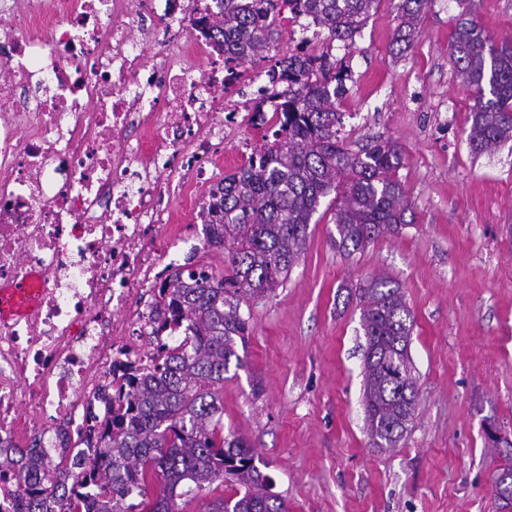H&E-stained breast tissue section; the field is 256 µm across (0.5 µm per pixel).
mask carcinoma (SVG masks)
Returning <instances> with one entry per match:
<instances>
[{"instance_id": "1", "label": "carcinoma", "mask_w": 512, "mask_h": 512, "mask_svg": "<svg viewBox=\"0 0 512 512\" xmlns=\"http://www.w3.org/2000/svg\"><path fill=\"white\" fill-rule=\"evenodd\" d=\"M300 4L330 42H347L377 10L380 0H286ZM433 0H402L394 41L409 43ZM274 0H221L219 14L200 20L203 34L223 48L232 33L245 65L268 58L281 37ZM451 35L449 57L473 95L468 133L476 153L512 141V44H497L467 12ZM267 77L285 81L273 141L257 147L247 165L212 187V216L205 231L213 247L228 249L225 274L182 270L174 274L167 309L183 327L176 346L156 347L153 369L131 379L128 404L107 412L86 439L92 469L74 481L83 453L54 459L34 443L0 454V469L24 468L17 495L26 512H181L192 495L199 512H288L272 481L255 464L243 438H224V374L243 366L237 343L250 318L241 305L284 285L304 251L313 215L331 194L339 247L354 251L407 223L401 150L376 140L353 154L340 136L336 100L346 92L349 67L324 53L306 59L282 55ZM364 354V412L371 444L395 448L412 423L417 388L409 356L414 319L392 280L359 288ZM231 481L234 492L211 497L213 485ZM499 499L512 503V467L493 481Z\"/></svg>"}]
</instances>
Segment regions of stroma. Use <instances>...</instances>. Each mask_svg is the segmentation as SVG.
<instances>
[{"mask_svg":"<svg viewBox=\"0 0 512 512\" xmlns=\"http://www.w3.org/2000/svg\"><path fill=\"white\" fill-rule=\"evenodd\" d=\"M400 0H381L337 59L345 148L402 151L408 223L353 254L337 248L332 198L313 215L286 284L250 306L242 368L224 382V435L252 445L288 512H512L493 479L512 445V142L467 140L473 100L448 55L464 0H434L411 46L392 44ZM512 41V0H475ZM383 275L414 317L419 389L400 447L374 448L362 405L365 336L357 290Z\"/></svg>","mask_w":512,"mask_h":512,"instance_id":"obj_1","label":"stroma"}]
</instances>
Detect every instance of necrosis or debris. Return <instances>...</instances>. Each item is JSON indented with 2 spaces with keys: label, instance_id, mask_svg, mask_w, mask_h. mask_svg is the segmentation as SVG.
<instances>
[{
  "label": "necrosis or debris",
  "instance_id": "4bbe7bcc",
  "mask_svg": "<svg viewBox=\"0 0 512 512\" xmlns=\"http://www.w3.org/2000/svg\"><path fill=\"white\" fill-rule=\"evenodd\" d=\"M0 0V285L29 282L33 314L0 321V452H72L107 413L123 367L145 372L154 304L206 235L172 215L193 184L207 223L211 163L249 157L278 118L261 71L229 70L192 23L216 0ZM185 31L154 54L147 18ZM291 54L325 47L310 15L278 14Z\"/></svg>",
  "mask_w": 512,
  "mask_h": 512
}]
</instances>
